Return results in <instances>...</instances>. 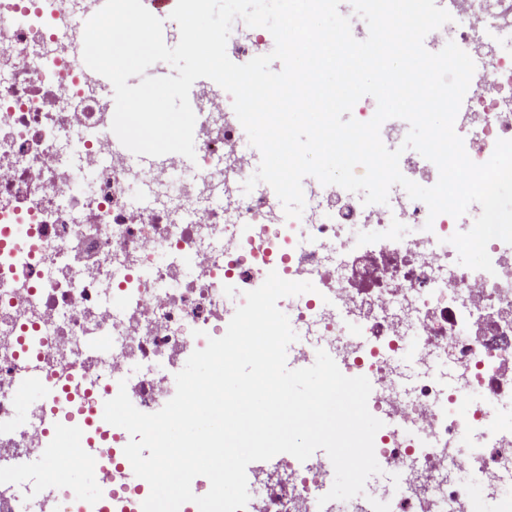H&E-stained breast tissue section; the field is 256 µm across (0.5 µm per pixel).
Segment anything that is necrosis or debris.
<instances>
[{"label": "necrosis or debris", "instance_id": "obj_1", "mask_svg": "<svg viewBox=\"0 0 512 512\" xmlns=\"http://www.w3.org/2000/svg\"><path fill=\"white\" fill-rule=\"evenodd\" d=\"M450 14L426 40L454 41L476 65L455 130L483 163L512 140V0H454ZM90 16L83 0H0V460L28 476L8 512H101L64 480L89 463L113 512H142L126 430L45 452V407L16 420L21 378L74 377L89 426L121 386L155 412L170 368L224 335L272 271L314 286L278 302L298 361L323 350L367 377L370 413L399 429L375 435L379 497L321 503L329 457L283 453L248 471L246 512H512V420H495L512 408V245L488 244L493 273L457 266L455 218H429L397 185L366 206L308 176L301 218H286L266 183L243 190L255 159L226 92L198 98L193 164H137L103 116L100 75L76 62Z\"/></svg>", "mask_w": 512, "mask_h": 512}]
</instances>
